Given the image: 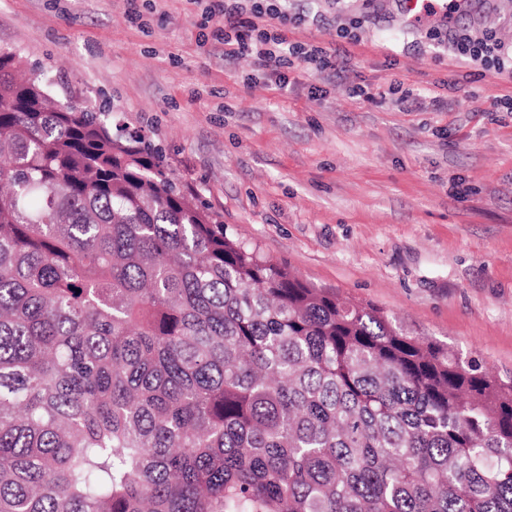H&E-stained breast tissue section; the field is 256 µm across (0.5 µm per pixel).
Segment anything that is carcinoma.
Instances as JSON below:
<instances>
[{"label": "carcinoma", "instance_id": "1", "mask_svg": "<svg viewBox=\"0 0 512 512\" xmlns=\"http://www.w3.org/2000/svg\"><path fill=\"white\" fill-rule=\"evenodd\" d=\"M0 512H512V379L314 288L0 46Z\"/></svg>", "mask_w": 512, "mask_h": 512}]
</instances>
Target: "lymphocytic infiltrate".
Returning <instances> with one entry per match:
<instances>
[{"instance_id":"obj_1","label":"lymphocytic infiltrate","mask_w":512,"mask_h":512,"mask_svg":"<svg viewBox=\"0 0 512 512\" xmlns=\"http://www.w3.org/2000/svg\"><path fill=\"white\" fill-rule=\"evenodd\" d=\"M201 8L205 18L221 17L223 27L215 40L224 49L225 65H232L239 58L251 57L264 86L277 90L286 89V68L301 65L311 73L333 81L348 70V54L334 47L321 44L289 42L284 34L287 28L304 25L305 18L291 14L281 0H187ZM462 0H435L428 9L429 15L440 18V26L452 51L483 69L498 74L512 72V55L492 34L474 36L457 31L453 15Z\"/></svg>"}]
</instances>
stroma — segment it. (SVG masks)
Wrapping results in <instances>:
<instances>
[{"instance_id": "obj_1", "label": "stroma", "mask_w": 512, "mask_h": 512, "mask_svg": "<svg viewBox=\"0 0 512 512\" xmlns=\"http://www.w3.org/2000/svg\"><path fill=\"white\" fill-rule=\"evenodd\" d=\"M136 7L139 23L125 0H0V46L41 67L52 93L144 135L228 234L512 377V112L490 108L511 76L426 38L437 19L411 24L397 0H288L307 17L289 40L346 50L348 78L295 67L287 91L250 87L251 58L228 67L201 45L220 18L187 0ZM456 19L512 47V0ZM352 21L354 44L337 35Z\"/></svg>"}]
</instances>
